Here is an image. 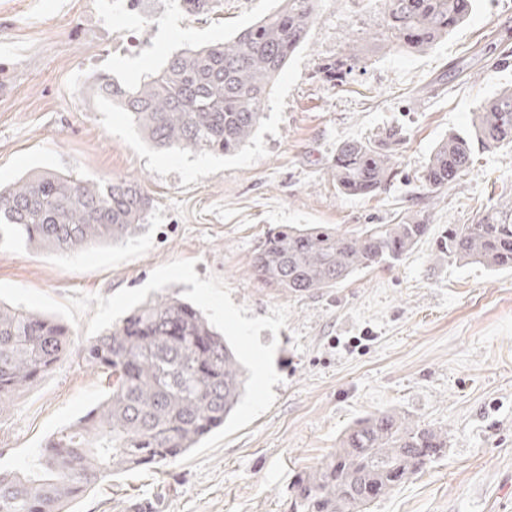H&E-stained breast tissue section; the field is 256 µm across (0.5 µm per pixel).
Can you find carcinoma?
<instances>
[{
    "label": "carcinoma",
    "mask_w": 512,
    "mask_h": 512,
    "mask_svg": "<svg viewBox=\"0 0 512 512\" xmlns=\"http://www.w3.org/2000/svg\"><path fill=\"white\" fill-rule=\"evenodd\" d=\"M318 0H282L231 41L178 51L136 85L105 79L104 97L129 112L163 151L232 155L258 128L275 81L305 41ZM381 39L425 52L472 9V0H381ZM354 51L318 65L326 82H347ZM396 133L336 148V189L373 196L396 171ZM512 146V88L473 114L471 131L451 132L432 151L421 180L431 192L455 183L475 154ZM152 200L138 181L80 180L43 171L0 185V240L6 236L60 254L116 245L138 235ZM419 221L367 224L342 232L329 224L269 230L254 253L262 283L288 293L333 288L407 256L427 235ZM438 251L463 265L512 269V208L493 207L472 224L452 225ZM70 346L60 322L0 303V412L47 374ZM89 367L107 372L105 399L56 433L38 464L0 471V512H65L106 476L181 458L224 426L244 394L246 372L199 308L174 290L148 300L81 348ZM448 447V431L396 410L374 412L344 431L321 465L297 475L291 512H367Z\"/></svg>",
    "instance_id": "cac0c4a2"
}]
</instances>
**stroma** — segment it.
<instances>
[{"label":"stroma","mask_w":512,"mask_h":512,"mask_svg":"<svg viewBox=\"0 0 512 512\" xmlns=\"http://www.w3.org/2000/svg\"><path fill=\"white\" fill-rule=\"evenodd\" d=\"M275 0H0V183L36 171L83 180H137L154 200L145 230L127 243L61 256L19 238L0 241V283L65 300L143 286L159 266L194 260L251 316L292 309L275 344L276 401L182 464L108 477L67 512H289L296 474L315 469L358 419L396 409L448 430L442 457L375 501L369 512H512V271L439 257L448 225L512 204V149L479 154L451 187L419 177L449 132L512 86V0H475L466 20L424 52L376 37L380 0H319L317 19L280 75L246 146L224 156L160 151L99 85L136 84L181 49L233 38ZM355 50L362 63L333 85L321 61ZM396 128L397 174L377 195L340 194L331 174L341 142ZM417 220L430 227L391 266L303 295L266 286L252 258L268 229ZM87 318L69 324L71 349L0 412V469L33 465L45 441L97 405L107 387L76 348Z\"/></svg>","instance_id":"obj_1"}]
</instances>
